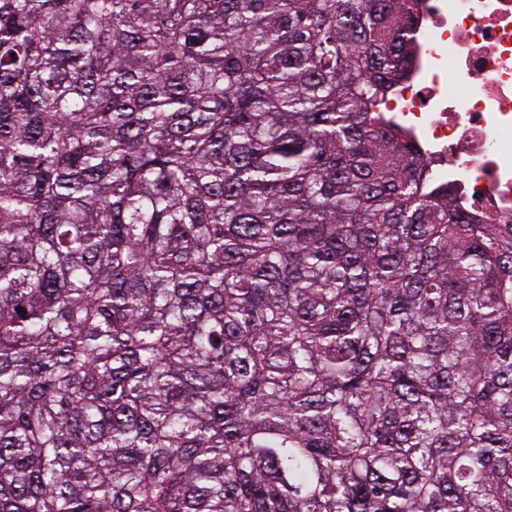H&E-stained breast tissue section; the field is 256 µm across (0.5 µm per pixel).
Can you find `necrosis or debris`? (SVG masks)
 <instances>
[{
  "instance_id": "necrosis-or-debris-1",
  "label": "necrosis or debris",
  "mask_w": 512,
  "mask_h": 512,
  "mask_svg": "<svg viewBox=\"0 0 512 512\" xmlns=\"http://www.w3.org/2000/svg\"><path fill=\"white\" fill-rule=\"evenodd\" d=\"M390 108L461 210L512 224V0H424Z\"/></svg>"
}]
</instances>
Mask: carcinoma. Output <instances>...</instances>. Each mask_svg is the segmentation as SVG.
I'll list each match as a JSON object with an SVG mask.
<instances>
[{
    "label": "carcinoma",
    "mask_w": 512,
    "mask_h": 512,
    "mask_svg": "<svg viewBox=\"0 0 512 512\" xmlns=\"http://www.w3.org/2000/svg\"><path fill=\"white\" fill-rule=\"evenodd\" d=\"M421 0H0V512H512V233L385 113Z\"/></svg>",
    "instance_id": "cac0c4a2"
}]
</instances>
